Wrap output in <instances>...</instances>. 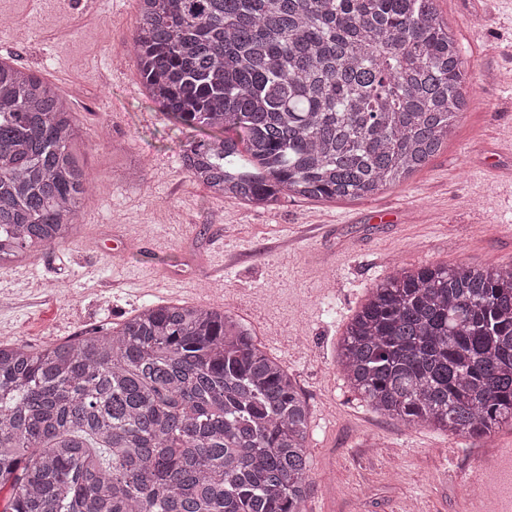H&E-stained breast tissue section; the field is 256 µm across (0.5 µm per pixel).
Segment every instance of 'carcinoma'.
Wrapping results in <instances>:
<instances>
[{
    "label": "carcinoma",
    "instance_id": "carcinoma-1",
    "mask_svg": "<svg viewBox=\"0 0 512 512\" xmlns=\"http://www.w3.org/2000/svg\"><path fill=\"white\" fill-rule=\"evenodd\" d=\"M136 66L199 132L193 182L253 207L409 179L470 99L435 0H138ZM59 88L0 59V268L78 235L91 183ZM372 408L477 446L512 425V271L401 268L348 323ZM311 411L228 311L167 303L36 350L0 343L3 512H306Z\"/></svg>",
    "mask_w": 512,
    "mask_h": 512
}]
</instances>
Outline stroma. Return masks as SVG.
<instances>
[{
    "label": "stroma",
    "instance_id": "35a3bbf8",
    "mask_svg": "<svg viewBox=\"0 0 512 512\" xmlns=\"http://www.w3.org/2000/svg\"><path fill=\"white\" fill-rule=\"evenodd\" d=\"M474 98L444 149L406 182L355 200L254 209L192 182V129L149 98L134 61L137 0H0V58L55 83L96 186L77 241L0 268V343L36 347L149 304L211 305L249 326L312 412L307 512H461L463 447L368 406L336 349L394 267L512 270V0H437Z\"/></svg>",
    "mask_w": 512,
    "mask_h": 512
}]
</instances>
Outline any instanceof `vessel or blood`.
<instances>
[{
  "instance_id": "b4317fda",
  "label": "vessel or blood",
  "mask_w": 512,
  "mask_h": 512,
  "mask_svg": "<svg viewBox=\"0 0 512 512\" xmlns=\"http://www.w3.org/2000/svg\"><path fill=\"white\" fill-rule=\"evenodd\" d=\"M462 512H512V448L468 450Z\"/></svg>"
}]
</instances>
